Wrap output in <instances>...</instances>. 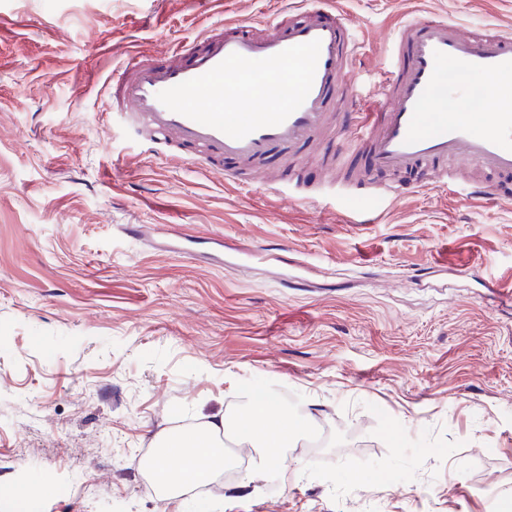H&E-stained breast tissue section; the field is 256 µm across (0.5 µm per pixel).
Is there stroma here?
I'll return each instance as SVG.
<instances>
[{"mask_svg":"<svg viewBox=\"0 0 512 512\" xmlns=\"http://www.w3.org/2000/svg\"><path fill=\"white\" fill-rule=\"evenodd\" d=\"M371 103L399 25L512 30V0H335ZM307 0H0V512H494L512 490V177L500 194L411 190L296 201L168 154L104 112L132 58ZM174 238L194 240L175 252ZM251 253L213 264L215 242ZM293 393L343 433L289 448L274 488L164 497L143 465L167 433ZM386 481L358 485L354 474ZM46 494L12 491L33 474Z\"/></svg>","mask_w":512,"mask_h":512,"instance_id":"1","label":"stroma"}]
</instances>
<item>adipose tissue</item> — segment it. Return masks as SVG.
<instances>
[{"mask_svg":"<svg viewBox=\"0 0 512 512\" xmlns=\"http://www.w3.org/2000/svg\"><path fill=\"white\" fill-rule=\"evenodd\" d=\"M237 436L252 443L262 469H278L291 442L309 433V418L288 415L282 403L265 389L249 391L248 400L234 419ZM223 449L217 448L204 432L178 431L160 443L154 467L156 481L168 495L184 486L206 482L215 470L226 465Z\"/></svg>","mask_w":512,"mask_h":512,"instance_id":"obj_1","label":"adipose tissue"}]
</instances>
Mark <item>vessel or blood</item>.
<instances>
[{
	"mask_svg": "<svg viewBox=\"0 0 512 512\" xmlns=\"http://www.w3.org/2000/svg\"><path fill=\"white\" fill-rule=\"evenodd\" d=\"M357 50L351 23L317 6L271 26L216 25L112 75L105 111L138 144L168 146L194 163L231 161L227 178L248 176L259 189L271 165L295 187L297 163L326 171L335 160L344 186L376 199L403 194L400 173L415 172L419 189L445 187L460 183L467 166L487 175L472 183L474 193H497V178L512 176V112L488 113L477 127L468 86L475 74L512 75V31L409 21L397 32L378 105L354 100L340 112ZM270 76L273 109L263 112L256 89ZM439 99L448 111H433ZM381 173L388 179L380 183Z\"/></svg>",
	"mask_w": 512,
	"mask_h": 512,
	"instance_id": "vessel-or-blood-1",
	"label": "vessel or blood"
}]
</instances>
